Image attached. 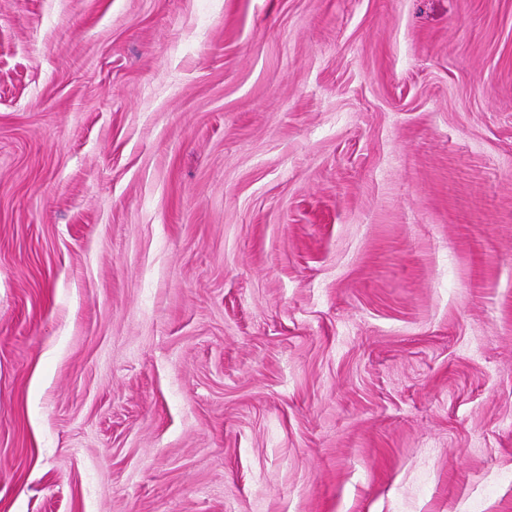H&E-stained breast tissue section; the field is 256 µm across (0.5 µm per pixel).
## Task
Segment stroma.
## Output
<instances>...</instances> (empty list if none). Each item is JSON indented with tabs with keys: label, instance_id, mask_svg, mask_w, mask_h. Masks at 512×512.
<instances>
[{
	"label": "stroma",
	"instance_id": "35a3bbf8",
	"mask_svg": "<svg viewBox=\"0 0 512 512\" xmlns=\"http://www.w3.org/2000/svg\"><path fill=\"white\" fill-rule=\"evenodd\" d=\"M0 512H512V0H0Z\"/></svg>",
	"mask_w": 512,
	"mask_h": 512
}]
</instances>
